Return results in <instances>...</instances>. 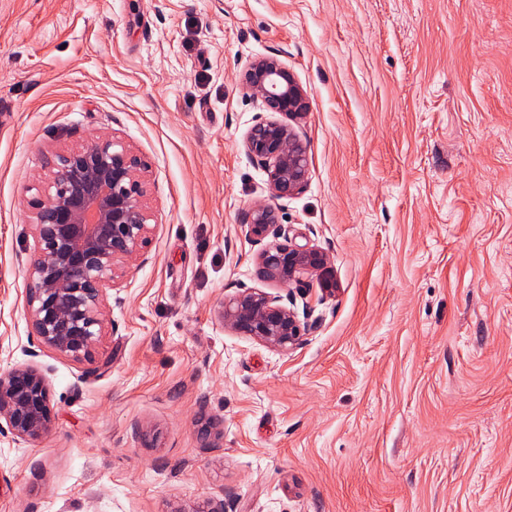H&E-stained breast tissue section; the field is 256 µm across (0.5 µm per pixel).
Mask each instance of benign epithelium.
<instances>
[{
	"instance_id": "7a95c632",
	"label": "benign epithelium",
	"mask_w": 512,
	"mask_h": 512,
	"mask_svg": "<svg viewBox=\"0 0 512 512\" xmlns=\"http://www.w3.org/2000/svg\"><path fill=\"white\" fill-rule=\"evenodd\" d=\"M241 87L274 115L247 131L243 147L267 175L269 197L280 199L307 186V146L291 122L303 120L309 93L274 56L251 62ZM45 168L49 190L31 202L36 249L26 268L28 318L39 344L76 362H92L106 327L109 290L150 242L145 205L147 166L128 145L110 135L53 152ZM241 228L249 237L273 238L257 255L261 278L292 285L303 277L327 281V255L279 224L274 207L251 206ZM293 298L241 288L224 300V326L277 350L292 348L303 325ZM53 418L50 384L34 365L0 371V420L22 441H35Z\"/></svg>"
}]
</instances>
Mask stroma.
Wrapping results in <instances>:
<instances>
[{
  "mask_svg": "<svg viewBox=\"0 0 512 512\" xmlns=\"http://www.w3.org/2000/svg\"><path fill=\"white\" fill-rule=\"evenodd\" d=\"M310 94L309 182L273 201L328 257L278 286L239 83ZM106 133L148 167L151 242L94 362L28 325L48 153ZM241 288L306 296L288 351L225 329ZM54 418L0 430V512H512V0H0V368ZM53 418L50 384L37 366L14 365L0 371V420L22 441H35Z\"/></svg>",
  "mask_w": 512,
  "mask_h": 512,
  "instance_id": "1",
  "label": "stroma"
}]
</instances>
